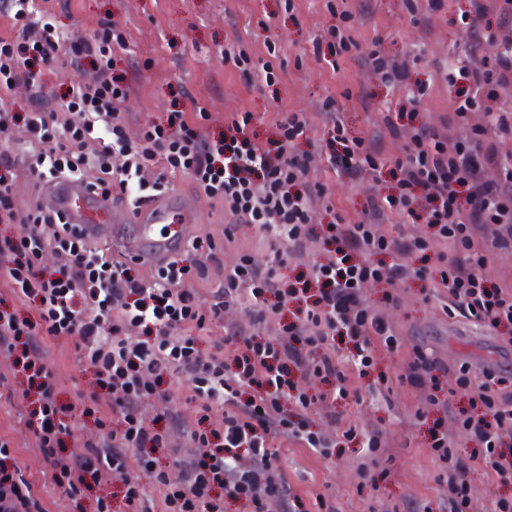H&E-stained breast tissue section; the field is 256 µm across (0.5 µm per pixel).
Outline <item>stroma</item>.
<instances>
[{"mask_svg":"<svg viewBox=\"0 0 512 512\" xmlns=\"http://www.w3.org/2000/svg\"><path fill=\"white\" fill-rule=\"evenodd\" d=\"M468 6L469 0H444L441 10L420 22L407 11L405 0H47L45 8L73 41L90 37L103 19L119 26L126 44L113 46L112 59L115 73L130 85L122 107L129 140H137L146 123L163 117L184 96L194 101L196 111L207 114L204 129L213 136L234 116L248 112L253 116L251 133L264 141L273 138L278 113H304L308 129L299 148L309 152V165L327 188L312 207L322 221L330 219L331 213L324 211L329 205L332 213L355 223L376 188L327 170L318 151L330 123L322 109L327 97L337 98L348 134L380 147L386 160L404 154L412 127L421 124H456L464 134L482 126L486 139L512 153V133L486 127L483 113H469L462 125L454 115L445 80L449 66L476 45L482 54L494 56L501 39L512 34V29L493 26L475 38L460 21ZM343 10L352 15L354 46L332 67L318 53L325 50L329 30L340 24ZM239 48L253 60L272 62V81L246 77L226 60L225 51ZM374 51L406 60L409 73L402 87L388 88L372 78L364 61ZM421 84L427 85L426 94H418ZM391 113L398 116L392 125L386 121ZM195 195L202 216L193 234L211 236L221 245L225 266L244 253L259 265L270 264V240L258 226L230 223L220 201ZM228 227L233 230L229 238L224 235ZM390 293L398 296V304L387 303ZM363 295L402 345L395 352L376 347V371L370 376L347 369L350 397L315 415L318 429L337 441L332 455L284 441L278 447L279 466L293 494L309 508L321 498L336 512H448L445 477L428 449L430 429L437 420L452 428L469 394L452 397L441 389L438 405L428 406L423 393L400 383L404 364L418 347L448 364H466L478 375L487 368L512 366V347L485 325L449 316L444 289L420 281L369 283ZM41 356L55 377L60 401L81 408L91 373L78 362L73 343L44 342ZM13 361L0 351V437L9 441L46 512H71L63 490L44 472L23 412L7 397L15 384ZM191 394L190 381L182 380L164 408L169 417L162 421L157 418L162 408L151 397L140 401L146 422L166 431L170 447L187 457L193 453L187 432L201 416ZM373 435L382 447L365 478L360 468ZM468 479L470 512H488L496 498L512 495V483L501 482L483 464H473Z\"/></svg>","mask_w":512,"mask_h":512,"instance_id":"35a3bbf8","label":"stroma"}]
</instances>
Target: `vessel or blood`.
<instances>
[{"instance_id":"1","label":"vessel or blood","mask_w":512,"mask_h":512,"mask_svg":"<svg viewBox=\"0 0 512 512\" xmlns=\"http://www.w3.org/2000/svg\"><path fill=\"white\" fill-rule=\"evenodd\" d=\"M46 198L49 208L63 212L87 238L111 244L114 259L148 267L176 256L191 224L199 219L195 198L185 193L133 203L97 194L84 182L68 181L50 186Z\"/></svg>"}]
</instances>
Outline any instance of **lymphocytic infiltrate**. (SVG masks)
<instances>
[{
	"label": "lymphocytic infiltrate",
	"instance_id": "1",
	"mask_svg": "<svg viewBox=\"0 0 512 512\" xmlns=\"http://www.w3.org/2000/svg\"><path fill=\"white\" fill-rule=\"evenodd\" d=\"M116 38L113 24L100 23L92 38L72 44L64 59L65 37L52 24H44L33 41L22 33L0 36V134L21 126L30 144L22 163L11 151L0 152V276L13 294L12 301H0V350L15 357V374L29 399L26 423L72 512H84L83 490L102 471L124 470L130 450L140 454L144 471L162 487L164 512H224L228 500L245 501L252 512H284L286 480L272 443L286 437L332 454L336 441L317 429L313 415L319 404L349 394L337 340L350 344L346 361L362 376L375 369L372 343L390 351L399 347L392 328L364 298L365 284L431 283L445 289L449 313L489 325L512 347V285L487 275L493 251L512 249V167L502 168L498 178L487 177L489 168L502 167L500 150L483 140L480 129L456 135L422 124L413 128L404 158L387 168L372 145L348 137L337 121L325 144L332 170L376 184L387 174L393 184L386 194L370 198L359 223L337 215L324 224L311 198L324 195L325 186L311 182L307 158L296 150L307 130L303 113H284L275 139L263 144L248 131L249 115L211 138L174 109L147 123L140 140L131 142L120 112L128 86L112 71ZM86 59L97 77L68 88L65 112L37 107V100L53 93L46 73ZM447 80L457 118L480 111L488 123L505 126L506 115L493 104L499 90L512 85V39L492 59L469 52ZM20 90L34 108L17 111ZM116 157L123 163L114 169L110 162ZM22 165L44 183L78 177L102 195L136 202L161 195L168 175H188L199 192L222 201L225 212L272 237L276 257L262 267L244 255L227 268L214 239H194L191 249L208 253L220 282L211 306L202 307L185 259L161 263L147 282L133 263L113 262L111 253L94 247L61 213L38 206L16 210L13 195ZM155 165L160 171L147 181L144 173ZM390 214L426 224L428 236L379 233ZM15 224L21 233H12ZM487 224L494 227L490 240L480 233ZM314 237L325 247L322 259L305 275L283 276L287 256ZM434 239L450 247L438 255L437 266L411 265L410 256L427 253ZM48 248L60 258L50 270L40 265ZM242 303L253 308L251 328L225 329L223 342L206 344L204 331ZM288 304L297 307L292 321L276 335L263 332L267 319L281 315ZM46 336L73 339L90 362L89 402L80 414L57 400L53 376L41 361ZM183 376L204 411L223 414L220 426L191 431L195 451L189 458L168 447L165 435L146 423L138 408L145 396L167 403ZM447 376L454 379L449 393L477 391L454 417L473 450L469 458L459 457L453 437L439 430L431 448L446 477L448 512H469L472 462L512 479V379L491 368L473 376L467 365L450 366L420 348L401 379L424 390L438 388ZM307 379L323 383V390L304 389ZM103 396L112 399L116 427L100 440L84 439L83 420L97 414ZM69 438L82 440V453L67 452ZM171 467L179 469V481H169ZM0 512H43L2 440Z\"/></svg>",
	"mask_w": 512,
	"mask_h": 512
}]
</instances>
